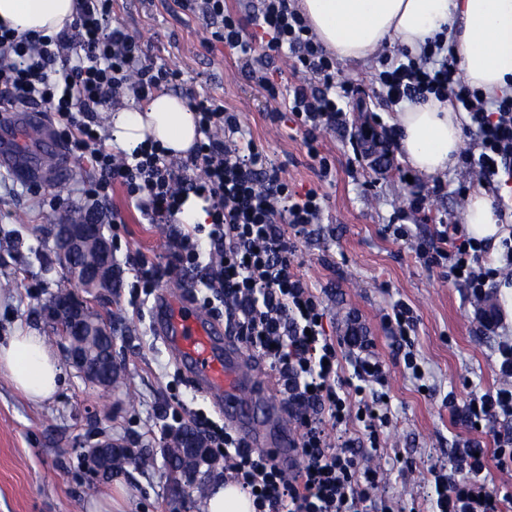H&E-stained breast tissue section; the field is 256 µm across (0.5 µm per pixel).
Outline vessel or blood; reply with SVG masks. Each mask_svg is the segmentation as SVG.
Segmentation results:
<instances>
[{"instance_id":"b4317fda","label":"vessel or blood","mask_w":512,"mask_h":512,"mask_svg":"<svg viewBox=\"0 0 512 512\" xmlns=\"http://www.w3.org/2000/svg\"><path fill=\"white\" fill-rule=\"evenodd\" d=\"M64 148L51 120L27 111L0 123V165L27 180L51 174L64 179ZM153 329L180 358L203 396L218 398L224 420L248 445L274 457L291 454L295 436L288 412L269 397L267 383L227 336L222 323L191 307L183 296L161 291L152 308Z\"/></svg>"}]
</instances>
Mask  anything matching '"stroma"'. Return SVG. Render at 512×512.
I'll use <instances>...</instances> for the list:
<instances>
[{
	"mask_svg": "<svg viewBox=\"0 0 512 512\" xmlns=\"http://www.w3.org/2000/svg\"><path fill=\"white\" fill-rule=\"evenodd\" d=\"M114 17L141 41L154 61L180 72L171 94L212 98L238 112L245 130L271 159L284 167L290 183L313 188L326 197L322 223L296 239L300 272L321 297L337 333H344L348 313H356L374 339V350L387 369L392 417L383 430L384 464L389 470L385 489L395 512H432L427 478L431 466L447 463L453 450L467 440L494 450L500 436H512V419H501L480 430L453 417L452 406H463L476 393L495 388L496 337L484 334L472 321L464 288L449 284L438 268L426 267L417 245L436 242L437 224L409 220L408 239L389 238L384 227L394 214L407 210L420 186L447 185L434 198L435 215L463 218L465 204L456 188L469 184L461 165L439 179L399 180L396 170L377 174L371 161L354 158L348 124L359 121L355 108L369 106L384 130L394 128V111L384 110L374 94L377 60H340L337 80L359 93L347 112V125L323 139L332 164L328 178L307 154L301 133L291 122L271 123L275 108L252 75V68L224 46L207 48L199 20L182 12L173 0H112ZM69 192L57 195L51 184L27 182L0 168V342L18 326L45 336L62 368L61 386L51 402L27 400L0 374V512H97L104 496L123 488L122 512H172V488L155 409L171 399L187 408L209 402L186 380L166 348L157 340L150 318L139 317L128 304V288L99 296L67 278L53 262L51 224L69 210L85 205L80 191L96 173L72 161ZM122 209L125 221L105 225L106 236L125 248L161 256L166 252L163 227L140 223L121 189H114L103 211ZM66 289L85 296L98 316L111 320L120 376L112 388L88 383L67 359L65 344L40 305L48 293ZM408 304L416 317L412 349L425 371L412 378L397 345L381 318L395 302ZM124 439L138 454L111 480L98 482L88 493L89 478L82 446L92 438Z\"/></svg>",
	"mask_w": 512,
	"mask_h": 512,
	"instance_id": "obj_1",
	"label": "stroma"
}]
</instances>
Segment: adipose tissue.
<instances>
[{"mask_svg": "<svg viewBox=\"0 0 512 512\" xmlns=\"http://www.w3.org/2000/svg\"><path fill=\"white\" fill-rule=\"evenodd\" d=\"M75 3L0 0V23L52 36L73 21ZM298 5L322 43L347 61L366 60L392 41L416 55L427 37L447 30L469 84L490 97L512 96V0H298ZM462 119V113L434 99L397 113L399 147L416 172L431 177L456 163ZM111 133L125 149L152 138L177 155L186 154L197 138L194 112L170 94L114 113ZM466 230L500 250L502 225L492 197L473 192ZM0 372L33 403L50 399L58 389V361L45 337L29 327L0 343Z\"/></svg>", "mask_w": 512, "mask_h": 512, "instance_id": "adipose-tissue-1", "label": "adipose tissue"}]
</instances>
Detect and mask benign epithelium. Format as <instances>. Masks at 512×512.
<instances>
[{
  "mask_svg": "<svg viewBox=\"0 0 512 512\" xmlns=\"http://www.w3.org/2000/svg\"><path fill=\"white\" fill-rule=\"evenodd\" d=\"M55 249L61 256L63 266L70 276L79 283L100 286L99 293L109 286L117 274V267L112 257V245L103 233V225L95 221L81 224H70L63 237L57 240ZM91 251L97 256V262L90 268L73 263L76 254ZM51 319L66 344V351L73 366L90 383L99 384L95 375L93 352L71 347L70 336L72 328L76 327L89 336L102 334L100 327L93 324V315L84 299L76 294L64 296L61 300L45 312ZM175 440L174 447L166 449L167 458L172 460L174 454L184 449L191 456V464L179 467L172 462L169 465L170 475L175 488L182 491L193 488L199 483L200 469L211 461L212 449L206 447L202 441L192 437L171 436ZM130 454L131 449L125 447L121 440L110 438L84 445V456L88 462V469L94 478H107L110 476L109 466L112 457L120 453Z\"/></svg>",
  "mask_w": 512,
  "mask_h": 512,
  "instance_id": "obj_1",
  "label": "benign epithelium"
}]
</instances>
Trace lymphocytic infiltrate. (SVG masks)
<instances>
[{"mask_svg":"<svg viewBox=\"0 0 512 512\" xmlns=\"http://www.w3.org/2000/svg\"><path fill=\"white\" fill-rule=\"evenodd\" d=\"M175 4L201 15L210 42L246 58L264 47L269 58L303 74L300 82L281 85L263 76L259 83L281 104L270 112V121L290 113L309 156L321 174H329L331 162L320 137L338 125L355 89L337 80L336 61L305 15L291 0H260L250 35L224 0ZM379 63L378 95L386 108L432 98L449 102L454 111L466 113L477 146L460 155L459 163L480 183L512 179V97L490 100L472 89L443 34L429 39L420 57L398 60L384 54ZM179 79L177 71L148 58L137 39L113 24L112 0H77L74 22L52 38L37 32L19 36L0 26V111L37 105L53 113L59 139L98 174L84 187L86 198L97 204L120 187L143 223L166 226V262L140 251L125 255L132 299L151 294L168 271L191 273L204 288L201 305L223 307L227 332L274 373L299 431L297 463L291 469L280 466L203 410L185 413L178 401L158 407L161 433L193 428L223 460L225 479L250 493L255 512H369L384 479L375 460L381 454V428L388 423L386 369L353 330L348 341L359 348L355 377L339 376L338 343L326 328V308L299 272L294 241L320 223L324 196L288 184L282 169L244 132L238 113L212 100H190L198 139L178 160L151 139L129 151L109 149L98 133L101 112L150 100ZM191 195L205 202L208 223L180 220ZM439 240V247L424 252V263L464 285L478 328L497 331L499 322L487 318L484 304L499 280L512 279V236L503 239L494 263L486 258L488 244L461 234L458 225H445ZM384 321L405 350L406 370L423 379L421 364L408 350L412 309L396 303ZM495 354L502 385L469 399L463 407L469 424L512 418V336L499 338ZM358 437L366 439V447H355ZM492 465L512 471V437L499 438L491 453L469 442L455 449L447 470L431 473L436 512H502L503 501L484 476Z\"/></svg>","mask_w":512,"mask_h":512,"instance_id":"lymphocytic-infiltrate-1","label":"lymphocytic infiltrate"}]
</instances>
